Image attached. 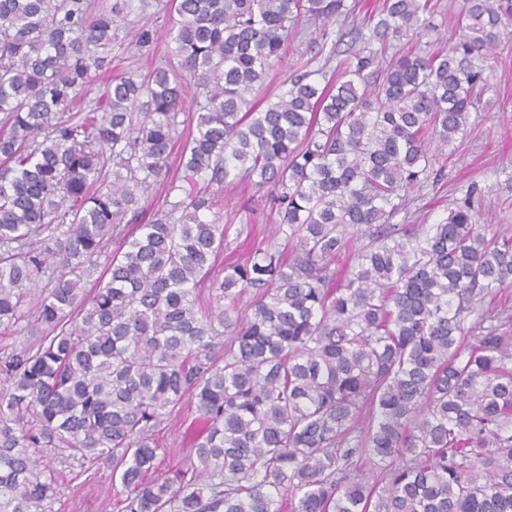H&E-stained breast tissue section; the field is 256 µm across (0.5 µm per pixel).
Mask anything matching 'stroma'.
I'll use <instances>...</instances> for the list:
<instances>
[{
  "mask_svg": "<svg viewBox=\"0 0 512 512\" xmlns=\"http://www.w3.org/2000/svg\"><path fill=\"white\" fill-rule=\"evenodd\" d=\"M382 0H346L353 6L352 17L333 24L336 62L349 59L355 51L377 49V42L355 37L352 29L364 19L363 4H381ZM176 19L168 0H130L128 24L120 31L104 68L93 75L91 88L100 93L112 79L128 73L146 74L156 68H174L178 64L170 29ZM152 29L151 46L135 44L139 28ZM498 65L487 77L484 110L470 112L467 135L454 154H440L435 162L441 174L409 195L405 210L398 216L401 224H435L447 217L448 210L473 196L475 206L492 224L494 231L512 235V34L502 36L497 49ZM297 70H311L316 81L331 75L333 64L309 44L307 34H299L280 62L270 70L265 89L279 92L281 83ZM212 213L218 223L230 225L224 241V260L216 264L210 279L224 277V261L242 260L258 243H284L277 229L279 218L272 210L266 190L231 184L219 189ZM199 422L195 411H186L181 420L165 426L158 436L166 448L170 464H177L192 451L191 431ZM63 475L54 512H112V484L109 469L103 466L78 468L57 463Z\"/></svg>",
  "mask_w": 512,
  "mask_h": 512,
  "instance_id": "1",
  "label": "stroma"
}]
</instances>
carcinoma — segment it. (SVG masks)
Returning <instances> with one entry per match:
<instances>
[{
    "label": "carcinoma",
    "mask_w": 512,
    "mask_h": 512,
    "mask_svg": "<svg viewBox=\"0 0 512 512\" xmlns=\"http://www.w3.org/2000/svg\"><path fill=\"white\" fill-rule=\"evenodd\" d=\"M173 3L179 70L116 79L64 120L127 0H0V327L35 340L0 361V512H46L60 456L112 468L114 512H512V336L482 307L512 287V236H487L469 196L441 224L393 223L433 174L427 136L452 145L478 110L512 0H464L445 51L359 54L322 87L296 73L263 108L292 34L314 27L333 59L345 0ZM428 14L383 0L371 37L428 36ZM110 160L127 175L91 190ZM229 178L271 188L292 251L224 266L202 309L229 225L197 186ZM153 182L184 198L100 267ZM354 230L368 242L339 278ZM186 402L206 421L194 456L152 479ZM186 105L185 110L182 112L178 118L179 121H184L181 123L180 126H178V133L176 134V143L174 150L172 151L169 159H168V169H169V177L173 175H177V168L181 167L179 165V161L182 155L183 146L185 143L186 138L188 137V132L190 127L193 126L194 117H195V111L196 107L192 103V89L189 88L187 99H186Z\"/></svg>",
    "instance_id": "cac0c4a2"
}]
</instances>
